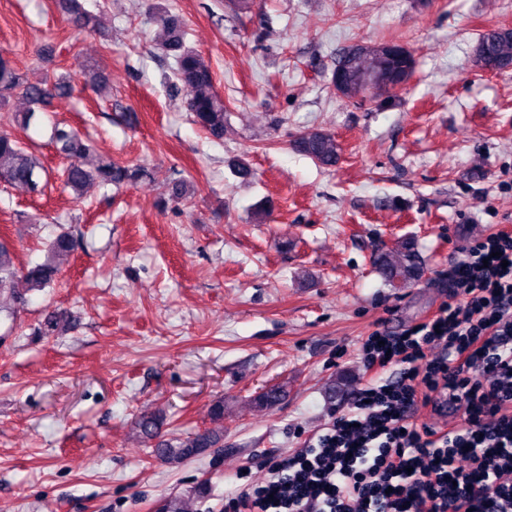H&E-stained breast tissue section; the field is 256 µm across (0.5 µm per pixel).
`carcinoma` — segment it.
<instances>
[{
    "mask_svg": "<svg viewBox=\"0 0 512 512\" xmlns=\"http://www.w3.org/2000/svg\"><path fill=\"white\" fill-rule=\"evenodd\" d=\"M60 6L73 17L77 27L87 31L96 29L95 15L82 9L77 0H60ZM149 10L154 23L163 33V51L175 60L173 89L177 91L182 87L187 91L185 111L211 137L222 138L226 108L224 100L215 92L211 69L202 55L186 43L184 23L179 15L158 4L150 5ZM384 47L387 48L385 53L375 45L356 52L342 51L332 70L336 91L347 98L362 97L364 93L358 83L359 77L386 72L391 76L390 82L377 85L370 99L384 106L392 105L396 100L394 87L415 71L416 59L401 43L391 41L385 43ZM475 52L476 62L482 67L499 73L511 71L512 31H485L479 37ZM69 94L70 85L66 77L61 76L52 84L32 82L12 65L4 56V51H0V104H6L16 96L28 103L25 111L13 114V121L20 127L28 128L36 111L44 109L53 99ZM51 142L57 153L68 161L63 172L64 184L78 196L91 184L133 186L148 175V169L140 164L124 163L97 154L82 135L65 122L54 125ZM295 146L322 166H334L339 159L336 137L328 132L304 134L296 140ZM48 177L47 169L30 148L8 134H0V186H21L30 194L40 196L48 185ZM75 245L72 232L62 231L48 244L43 261L31 263L22 269L16 263L13 249L0 239V295H8L13 303L5 310L1 308L0 314L8 319L16 318L19 309L28 302V292L49 286L58 273L57 260L73 252ZM373 265L393 288L406 287L421 273L419 256L406 239L374 255ZM68 325L69 317L66 314L52 311L47 314L38 332L46 335ZM283 396V387L271 386L257 393L252 402L258 408L268 409L278 405ZM159 427L160 418L156 415L146 413L139 417L138 428L144 437L156 436ZM219 440L217 430L199 429L174 444L166 443L156 448L155 452L168 463L177 464L216 447Z\"/></svg>",
    "mask_w": 512,
    "mask_h": 512,
    "instance_id": "carcinoma-1",
    "label": "carcinoma"
}]
</instances>
